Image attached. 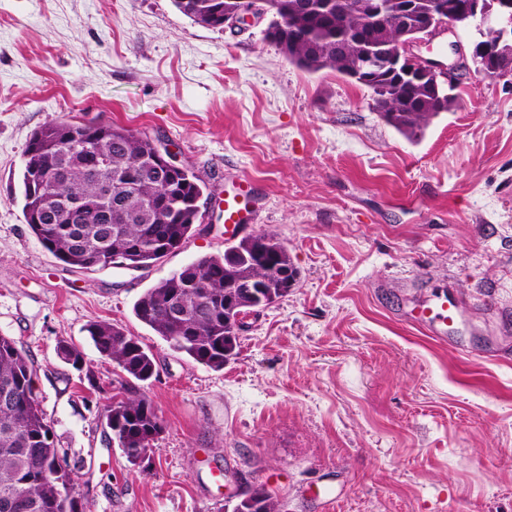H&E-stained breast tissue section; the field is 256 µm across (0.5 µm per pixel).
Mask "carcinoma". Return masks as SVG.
<instances>
[{"label": "carcinoma", "mask_w": 512, "mask_h": 512, "mask_svg": "<svg viewBox=\"0 0 512 512\" xmlns=\"http://www.w3.org/2000/svg\"><path fill=\"white\" fill-rule=\"evenodd\" d=\"M277 18L264 38L289 60L309 71L330 68L345 77L356 72L363 53L387 44L405 27L421 30L451 19L469 0H442L446 14L437 15L436 0H266ZM176 8L196 24L224 29V16L236 0H174ZM355 82L373 93L375 108L399 132L415 137L441 112L457 105L448 88L431 78L413 81L380 68L370 79ZM87 150L64 156L68 143ZM107 160L98 173L88 156ZM112 177V206L105 208L101 180ZM23 213L26 223L58 260L78 270L112 266L114 257L142 266L158 262L189 238L201 216L205 184L190 166L163 171L154 158L152 139L109 122H54L41 127L24 152ZM82 202L76 222L66 201ZM246 285L268 278L275 298L288 294L298 271L275 235L263 234L231 246L222 256H204L147 289L134 305L136 318L169 343L172 350L214 370L235 355L239 329L231 311L245 299L228 294L224 277ZM180 306L184 317L171 315ZM100 355L120 372L147 382L156 359L139 338L105 321L87 327ZM57 355L81 369L83 355L60 341ZM36 368L17 342L0 335V512H85L84 494L74 481V468L57 448L51 422L35 393ZM112 440L129 462H142L163 431L153 401L143 393L112 397L107 410Z\"/></svg>", "instance_id": "carcinoma-1"}]
</instances>
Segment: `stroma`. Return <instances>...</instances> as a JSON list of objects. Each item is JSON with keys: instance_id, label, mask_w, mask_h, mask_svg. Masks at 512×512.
Returning a JSON list of instances; mask_svg holds the SVG:
<instances>
[{"instance_id": "obj_1", "label": "stroma", "mask_w": 512, "mask_h": 512, "mask_svg": "<svg viewBox=\"0 0 512 512\" xmlns=\"http://www.w3.org/2000/svg\"><path fill=\"white\" fill-rule=\"evenodd\" d=\"M457 94L409 138L262 26L206 28L173 0H0V335L35 362L86 512H227L228 476L286 512H512V82L467 71ZM98 120L163 139L206 185L192 236L146 271L69 268L23 215L33 133ZM243 178L261 189L244 233L275 234L299 275L216 371L133 307L223 254L224 191ZM444 291L461 316L435 341L405 314ZM93 320L155 355L138 389L164 429L145 467L109 440L124 375Z\"/></svg>"}]
</instances>
